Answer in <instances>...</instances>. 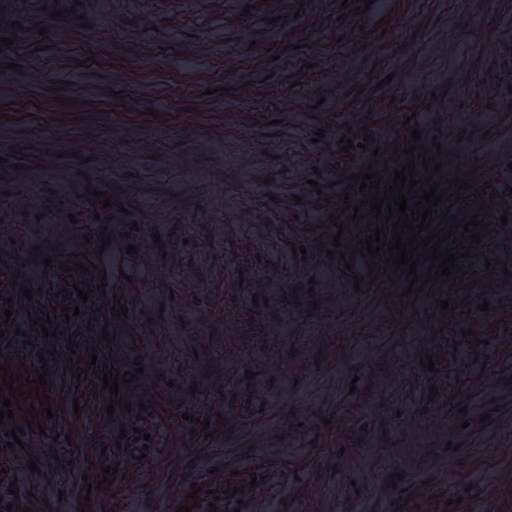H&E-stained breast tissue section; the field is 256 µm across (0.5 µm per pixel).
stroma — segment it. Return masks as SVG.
<instances>
[{
    "mask_svg": "<svg viewBox=\"0 0 512 512\" xmlns=\"http://www.w3.org/2000/svg\"><path fill=\"white\" fill-rule=\"evenodd\" d=\"M342 2L0 0V23L24 27L0 50V358L13 375L41 367L29 288L57 347L80 331L99 363L144 369L113 405L102 374L65 391L78 360L49 362L50 411L27 429L23 396L22 447L0 437V496L13 481L20 502L47 500L41 512H512V0L346 17ZM415 129L425 150L441 145L446 176L495 190L485 212L467 207L491 232L459 259L474 270L459 291L428 280L425 260L417 297L401 272L356 291L364 257L348 271L326 252L367 227L355 174L393 178ZM347 130L371 140L346 156ZM73 214L89 238L68 233ZM80 252L100 268L77 272ZM68 283L88 284L87 300L62 295ZM449 297L468 312L443 314ZM119 303L126 316H111Z\"/></svg>",
    "mask_w": 512,
    "mask_h": 512,
    "instance_id": "obj_1",
    "label": "stroma"
}]
</instances>
